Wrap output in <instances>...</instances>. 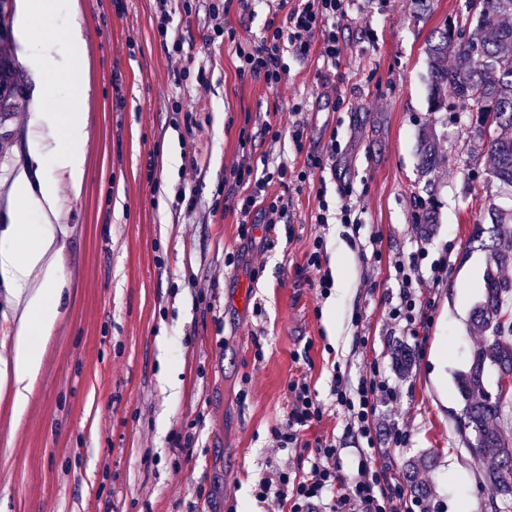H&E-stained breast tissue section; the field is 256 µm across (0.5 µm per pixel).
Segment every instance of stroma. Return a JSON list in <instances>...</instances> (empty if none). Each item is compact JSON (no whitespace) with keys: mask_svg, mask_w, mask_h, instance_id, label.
Instances as JSON below:
<instances>
[{"mask_svg":"<svg viewBox=\"0 0 512 512\" xmlns=\"http://www.w3.org/2000/svg\"><path fill=\"white\" fill-rule=\"evenodd\" d=\"M238 40L260 38L266 0H227ZM88 62L84 188L63 202L60 261L67 280L30 401L15 413L0 394V512H279L254 488L272 470L307 471L316 440L336 444L351 478L361 447L331 393L335 369L358 379L379 367L398 397L378 409V461L397 482H423L435 512H488V483L454 416L456 376L479 335L470 312L487 254L471 235L512 195L490 181L492 161L471 113L457 101L430 108L425 46L444 22L469 25L466 0H352L338 26V70L286 53L290 73L270 88L240 79L233 43L214 34L209 0H172L167 38L154 0H79ZM179 40L189 74L176 84L168 43ZM204 70L205 86L195 73ZM195 109L188 129L174 105ZM306 123L305 148L337 140L330 202L356 205V229L314 220L307 188L264 250V226L243 245L224 207V174L242 149L269 165L296 163L292 144L270 152L262 121ZM30 109L14 113L0 143V232L13 223V181L33 170ZM443 151L422 174L418 134ZM251 141L241 147L239 134ZM195 142L196 159L185 154ZM185 189L187 204L176 193ZM323 237L335 286L320 297L305 254ZM243 249L241 265L224 254ZM425 251L446 257L439 286L420 300L424 325L387 318L398 301L394 263ZM250 306L238 302L243 286ZM215 293L206 306L199 292ZM360 323H353V314ZM407 359H399L398 348ZM306 376L324 408L302 447L278 453L271 433L288 412L287 385ZM202 424H195L197 413ZM407 435L391 443L392 425ZM194 433L191 447L177 436Z\"/></svg>","mask_w":512,"mask_h":512,"instance_id":"stroma-1","label":"stroma"}]
</instances>
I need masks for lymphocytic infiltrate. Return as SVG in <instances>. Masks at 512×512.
<instances>
[{
	"mask_svg": "<svg viewBox=\"0 0 512 512\" xmlns=\"http://www.w3.org/2000/svg\"><path fill=\"white\" fill-rule=\"evenodd\" d=\"M349 5L350 0H268L269 9L279 20L268 23L259 39L236 42L239 77L278 86L288 77L283 57L289 49L301 56L315 55L324 69L339 68L343 47L336 21L347 14ZM305 129L304 120L298 117L289 133L296 153L304 157L302 165L291 166L283 160L276 166L258 169L251 154L245 152L226 172L227 199L238 216L242 239L251 240L255 219H262L271 229L283 223L290 206L288 197L271 193L270 188L275 184L284 187L291 181L307 186L314 195L316 223L333 219L347 227L357 224L352 205L330 208L324 184L316 179L329 162L335 161L336 143H328L319 154L306 152ZM395 271L400 302L389 317L395 324L410 327L416 322L417 290L423 278L414 264L402 260L396 261ZM287 391L291 399L287 417L272 431L278 452L298 447L302 432L323 417V407L306 378L290 380ZM332 394L337 405L347 410L351 431L367 447L353 477L347 480L341 476L340 452L335 444L321 441L307 472L293 475L284 469L276 470L273 476L260 481L258 498L288 504L289 512H430L428 504L409 498L402 488H389L385 468L377 466L370 454L377 435L378 407L394 399L395 388L375 368L355 381L338 370L333 375Z\"/></svg>",
	"mask_w": 512,
	"mask_h": 512,
	"instance_id": "1",
	"label": "lymphocytic infiltrate"
}]
</instances>
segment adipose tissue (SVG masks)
<instances>
[{"mask_svg":"<svg viewBox=\"0 0 512 512\" xmlns=\"http://www.w3.org/2000/svg\"><path fill=\"white\" fill-rule=\"evenodd\" d=\"M67 9L65 27L49 18ZM19 54L33 79L32 136L43 126L57 125L43 141L34 172H21L13 187L15 224L0 235V280L14 290L20 311L19 330L9 358L0 360V389L9 392L15 410L28 404L42 361V344L59 317L66 280L59 262L55 226L62 201L58 177H65L73 195H80L85 171L86 122L83 112L88 85L82 15L77 0H19L16 13ZM70 91L72 110L55 116L45 99L57 87Z\"/></svg>","mask_w":512,"mask_h":512,"instance_id":"ef3b65f1","label":"adipose tissue"}]
</instances>
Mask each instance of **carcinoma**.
Segmentation results:
<instances>
[{
	"label": "carcinoma",
	"instance_id": "cac0c4a2",
	"mask_svg": "<svg viewBox=\"0 0 512 512\" xmlns=\"http://www.w3.org/2000/svg\"><path fill=\"white\" fill-rule=\"evenodd\" d=\"M477 37L447 24L426 47L430 75V103L434 112L448 111L447 92L475 113V125L482 130L493 127L487 136L492 167L489 177L512 189V0H481L474 14ZM25 105L18 75V63L7 51L0 50V129L14 112ZM421 164L433 171L439 157V138L431 131L420 134ZM490 225H476L474 237L487 252L483 275V293L471 314L473 330L482 340L471 351L468 369L457 380L463 407L456 417L464 432L467 447L484 465L490 492L488 505L512 498V440L504 437L496 420L503 411V399L509 392L503 381L512 383V315L503 311L505 298L512 295V279L501 271L512 267V213L492 208ZM498 374L497 393L485 385V374Z\"/></svg>",
	"mask_w": 512,
	"mask_h": 512
}]
</instances>
